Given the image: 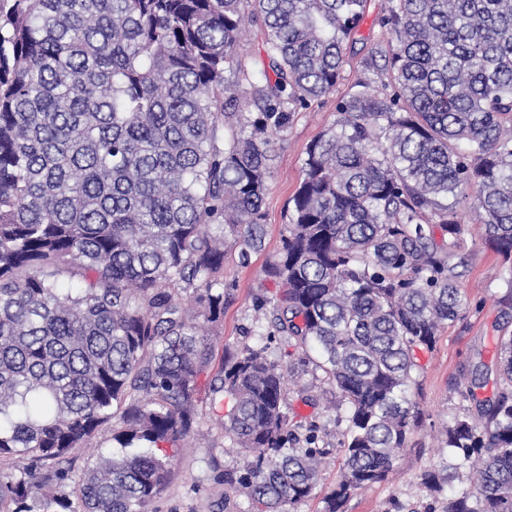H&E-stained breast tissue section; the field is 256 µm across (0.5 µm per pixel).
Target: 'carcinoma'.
I'll return each mask as SVG.
<instances>
[{
  "instance_id": "carcinoma-1",
  "label": "carcinoma",
  "mask_w": 512,
  "mask_h": 512,
  "mask_svg": "<svg viewBox=\"0 0 512 512\" xmlns=\"http://www.w3.org/2000/svg\"><path fill=\"white\" fill-rule=\"evenodd\" d=\"M367 0H0V512H149L166 447L201 379L251 460L224 484L253 512H292L321 480L285 373L245 346L209 376L226 248L264 246L276 140L327 95ZM260 25L263 69L239 54ZM382 75L307 145L282 249L256 299L258 335L314 354L347 422L339 512L385 479L421 420L418 353L468 306L457 207L480 215L512 300V0H386ZM248 111L242 112L240 104ZM445 429L473 489L446 512H512V335L495 394ZM118 421V451L75 458Z\"/></svg>"
}]
</instances>
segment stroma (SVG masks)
<instances>
[{
	"label": "stroma",
	"instance_id": "obj_1",
	"mask_svg": "<svg viewBox=\"0 0 512 512\" xmlns=\"http://www.w3.org/2000/svg\"><path fill=\"white\" fill-rule=\"evenodd\" d=\"M383 6L384 0H368L357 32L345 44V63L335 88L310 105L297 108L286 136L275 144L265 205L264 247L253 254L249 266H238L232 257L224 263V279L231 290L224 319L213 329V365H220L222 357L243 347L260 343L259 336L250 332L253 305L257 297L277 290L266 278L265 267L281 250L289 201L302 176L305 147L336 121L339 103L354 92L363 76L362 59L372 48H386L388 35L380 24ZM459 220L465 226L458 250L463 261L460 284L469 307L461 320L442 330L435 347L420 357L417 401L423 421L386 478L352 495L340 512H444L446 492L431 491L422 477L440 468L450 456L443 427L467 404L455 381L469 373L476 362L494 364L500 336L512 333V307L501 301L507 290L501 260L484 243L476 212L460 208ZM267 353L287 369L288 405L299 420L317 426L318 444L327 453L319 486L295 506L294 512H325L324 498L339 480L343 458L346 424L340 419L339 398L294 342L272 337ZM223 415L220 405L200 403L190 437L173 451L169 481L154 503L156 512H247L248 501L228 493L224 484L225 471L242 468L246 458L225 436Z\"/></svg>",
	"mask_w": 512,
	"mask_h": 512
}]
</instances>
